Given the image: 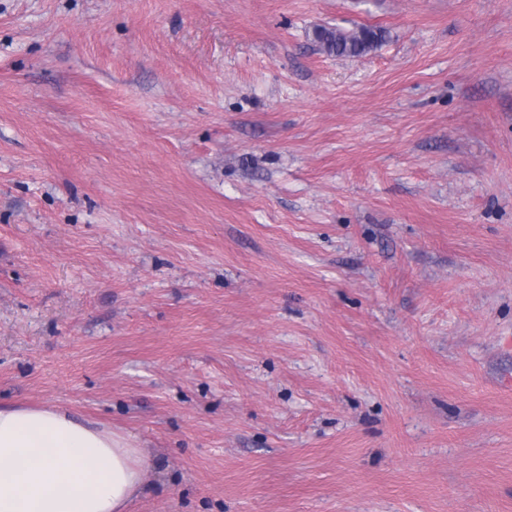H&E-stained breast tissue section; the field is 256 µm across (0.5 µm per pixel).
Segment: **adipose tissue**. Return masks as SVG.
<instances>
[{
  "instance_id": "ef3b65f1",
  "label": "adipose tissue",
  "mask_w": 512,
  "mask_h": 512,
  "mask_svg": "<svg viewBox=\"0 0 512 512\" xmlns=\"http://www.w3.org/2000/svg\"><path fill=\"white\" fill-rule=\"evenodd\" d=\"M147 459L53 407H0V512H127Z\"/></svg>"
}]
</instances>
